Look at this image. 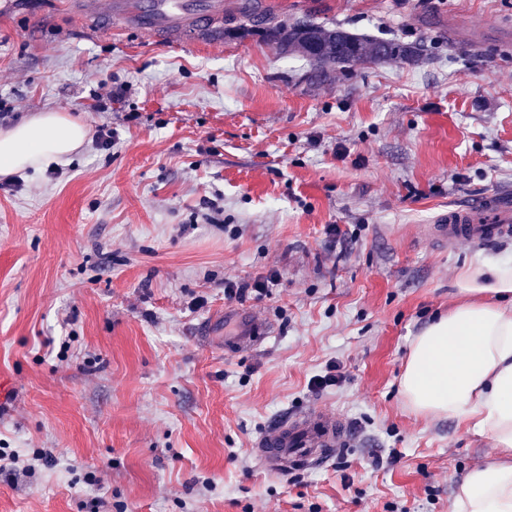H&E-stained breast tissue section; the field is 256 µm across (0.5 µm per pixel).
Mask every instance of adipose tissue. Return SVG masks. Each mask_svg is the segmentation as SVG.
<instances>
[{"mask_svg":"<svg viewBox=\"0 0 512 512\" xmlns=\"http://www.w3.org/2000/svg\"><path fill=\"white\" fill-rule=\"evenodd\" d=\"M91 136L65 112L0 129V175L63 165ZM462 301L414 337L401 392L414 412L472 424L500 451L468 472L455 512H512V260L476 265L458 282Z\"/></svg>","mask_w":512,"mask_h":512,"instance_id":"ef3b65f1","label":"adipose tissue"}]
</instances>
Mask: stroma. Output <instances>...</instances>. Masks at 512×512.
I'll use <instances>...</instances> for the list:
<instances>
[{"mask_svg":"<svg viewBox=\"0 0 512 512\" xmlns=\"http://www.w3.org/2000/svg\"><path fill=\"white\" fill-rule=\"evenodd\" d=\"M275 2L424 60L314 84L255 37L169 44L0 0V100L118 133L0 189V448L19 458L0 512H454L465 474L498 461L468 423L415 414L399 380L459 277L512 258V241L429 233L512 189V55L450 45L512 27V0ZM274 271L269 295L225 299ZM237 308L260 347L231 345L229 324L198 334ZM331 364L340 382L312 391ZM307 411L343 417L351 444L259 469L257 438Z\"/></svg>","mask_w":512,"mask_h":512,"instance_id":"35a3bbf8","label":"stroma"}]
</instances>
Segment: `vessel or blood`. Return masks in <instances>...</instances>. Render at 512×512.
I'll use <instances>...</instances> for the list:
<instances>
[{
  "label": "vessel or blood",
  "instance_id": "obj_1",
  "mask_svg": "<svg viewBox=\"0 0 512 512\" xmlns=\"http://www.w3.org/2000/svg\"><path fill=\"white\" fill-rule=\"evenodd\" d=\"M67 6L78 19H96L101 29H131L151 34L158 41L188 36L219 40L224 36V0H68ZM466 37L475 47L492 40L502 50L512 49V31L508 29L493 35L471 29ZM431 233L448 248L462 240L487 243L512 238V192L491 189L449 209ZM349 443L346 421L312 413L264 432L252 455L261 469L285 475L320 466Z\"/></svg>",
  "mask_w": 512,
  "mask_h": 512
}]
</instances>
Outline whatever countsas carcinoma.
Segmentation results:
<instances>
[{"mask_svg":"<svg viewBox=\"0 0 512 512\" xmlns=\"http://www.w3.org/2000/svg\"><path fill=\"white\" fill-rule=\"evenodd\" d=\"M240 24L234 33L242 37L258 36L273 45L278 54L300 56L310 66V78L326 81L335 68L351 63L381 64L389 61L416 62L420 54L411 44L396 40L377 41L341 28H328L310 22H274L258 17L253 0L238 6Z\"/></svg>","mask_w":512,"mask_h":512,"instance_id":"obj_1","label":"carcinoma"}]
</instances>
